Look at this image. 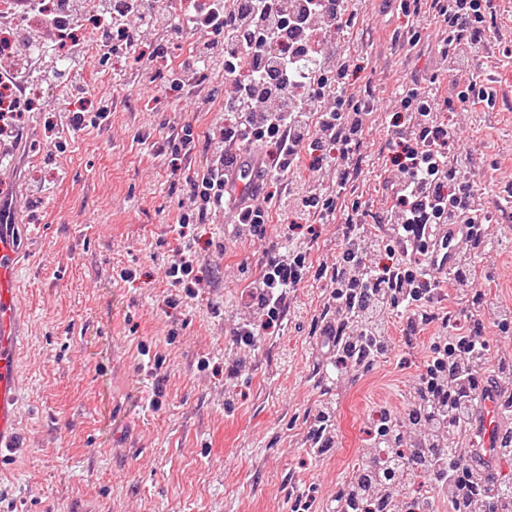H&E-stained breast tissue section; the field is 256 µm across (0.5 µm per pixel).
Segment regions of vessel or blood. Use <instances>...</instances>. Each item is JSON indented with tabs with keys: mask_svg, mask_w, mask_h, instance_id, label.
Returning a JSON list of instances; mask_svg holds the SVG:
<instances>
[{
	"mask_svg": "<svg viewBox=\"0 0 512 512\" xmlns=\"http://www.w3.org/2000/svg\"><path fill=\"white\" fill-rule=\"evenodd\" d=\"M472 226L450 224L440 228L442 241L432 256L433 269L442 274L451 269L457 257L458 237L472 233ZM20 240L16 224L7 214H0V459L10 456L19 445L20 429L17 410L20 403L19 378L22 365L17 339L20 328V298L18 295L17 261ZM499 385L488 386L478 396L480 415L477 430L482 450L479 460L484 469H491L496 450L504 433L498 416Z\"/></svg>",
	"mask_w": 512,
	"mask_h": 512,
	"instance_id": "vessel-or-blood-1",
	"label": "vessel or blood"
}]
</instances>
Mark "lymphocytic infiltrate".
<instances>
[{
	"instance_id": "obj_1",
	"label": "lymphocytic infiltrate",
	"mask_w": 512,
	"mask_h": 512,
	"mask_svg": "<svg viewBox=\"0 0 512 512\" xmlns=\"http://www.w3.org/2000/svg\"><path fill=\"white\" fill-rule=\"evenodd\" d=\"M20 19H35L56 33L27 59L0 69V87L17 93L0 113V136L15 137L23 113L32 111L34 82L53 74L48 60L61 43L75 40L74 0H15ZM154 0H123L104 7L98 16L103 46L109 54L132 52L142 26L160 21ZM434 18L443 22L452 41L480 45L487 38V17L493 0H432ZM356 18L355 0H188L174 18L178 31L199 35L188 58L174 72L171 88L183 89L214 63H221L227 88L220 106L224 124L214 144L206 172L192 184L198 206L191 219L202 222L209 211L235 207L236 223L250 237L266 239L272 220L259 201L270 183L296 169L310 142L336 171L338 187L355 176L354 152L365 134L370 108L355 103L345 66L330 57L325 46L338 33L350 32ZM223 43L224 58L216 60L215 43ZM444 87L413 78L397 95L400 109L413 121L393 132L400 152L389 172L392 204L376 223L388 225L386 239L363 240L347 225L335 263L314 266L309 249L272 244L266 250L251 287L240 305L247 312L233 332L237 345L255 346L260 336L280 328L290 293L309 274L329 277L328 304L332 320L321 330L336 367L361 368L383 359L389 348L385 315L405 317V344L432 321L430 309L443 288H473L470 256L496 253L512 239L479 232L468 237V250L458 251L448 273L431 269L437 228L443 224H481L487 219L470 180L462 175L469 157L458 147L453 124L436 120L431 107ZM267 149L268 161L248 174V202L233 204L224 190V172L252 147ZM484 304L471 301L462 332L436 336L415 390L426 398V416L419 430L421 444L447 440L448 426L469 429L482 371L490 348L484 337ZM435 490L448 501L469 500L471 512H482L495 499L493 512H512V484L484 476L471 456L448 448L429 462L426 472Z\"/></svg>"
}]
</instances>
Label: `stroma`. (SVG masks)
I'll return each mask as SVG.
<instances>
[{
    "label": "stroma",
    "mask_w": 512,
    "mask_h": 512,
    "mask_svg": "<svg viewBox=\"0 0 512 512\" xmlns=\"http://www.w3.org/2000/svg\"><path fill=\"white\" fill-rule=\"evenodd\" d=\"M496 5L487 42L472 51L444 41L428 7L408 13L401 0H359L362 49L345 55L357 99L372 107L358 175L337 191L319 149L309 148L298 171L274 186L271 204L308 180L335 197L336 218L322 224L286 214L270 224L269 238L298 223L318 265L335 262L347 224L368 239L386 235L372 216L391 205L392 125L407 121L394 91L414 75L440 79L455 55L470 59L458 89L476 76L490 98L469 110L440 99L433 109L457 127L489 232L512 226V0ZM192 42L172 28L144 27L135 52L121 59L77 57L86 99L43 86L16 144L0 156V186L23 241L26 319L18 341L24 443L0 462V512H328L367 445L373 412L404 413L435 334L468 307L458 293L443 297L410 346L401 339L404 317L388 313L386 357L333 378L317 334L330 282L311 277L291 295L279 332L237 346L245 273L256 270L266 244L239 235L221 209L191 225L201 285L169 305L174 289L164 270L182 246L172 227L197 206L190 184L210 165L207 142L222 124L202 98L222 101L223 69L206 73L203 96L170 87V71ZM103 104L110 114L101 126L72 129V113ZM187 124L199 139L194 152L181 160L160 153ZM57 141L64 151H55ZM471 261L476 287L512 308V249ZM124 269L132 280L120 279ZM158 389L155 410L149 401ZM327 406L336 444L314 455L309 432Z\"/></svg>",
    "instance_id": "obj_1"
}]
</instances>
